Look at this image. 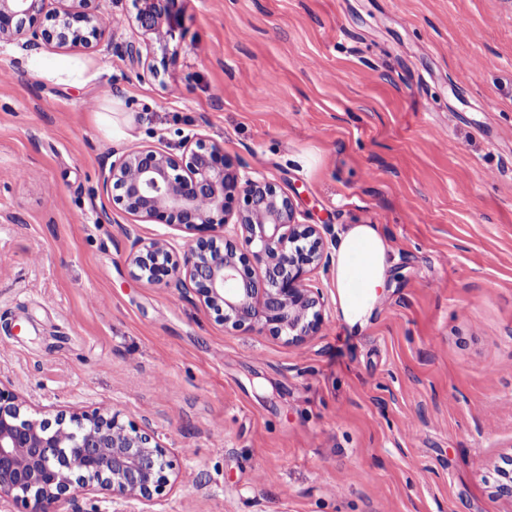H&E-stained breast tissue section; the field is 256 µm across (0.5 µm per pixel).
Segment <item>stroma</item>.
<instances>
[{
    "label": "stroma",
    "mask_w": 512,
    "mask_h": 512,
    "mask_svg": "<svg viewBox=\"0 0 512 512\" xmlns=\"http://www.w3.org/2000/svg\"><path fill=\"white\" fill-rule=\"evenodd\" d=\"M175 57L134 0L41 56L0 42V381L37 418L105 406L155 430L173 488L145 512H512V0H179ZM149 54L141 76L125 46ZM131 135H113V128ZM223 147L299 220L377 224L391 287L370 325L294 346L132 275L113 154ZM109 220H102V212ZM31 64L37 65L42 75L48 78H55L57 83L79 86L90 81L93 77L90 74L89 65L80 61L67 62L60 65L41 64L31 61Z\"/></svg>",
    "instance_id": "35a3bbf8"
}]
</instances>
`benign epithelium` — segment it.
<instances>
[{"label": "benign epithelium", "mask_w": 512, "mask_h": 512, "mask_svg": "<svg viewBox=\"0 0 512 512\" xmlns=\"http://www.w3.org/2000/svg\"><path fill=\"white\" fill-rule=\"evenodd\" d=\"M91 0H0V41L41 49L73 47L101 34L106 20ZM137 26L168 46L181 34L178 0H136ZM103 187L112 203L144 221L190 234L173 258L165 241L135 237L133 274L173 282L224 324L257 329L301 345L323 324L325 297L314 275L332 270L328 229L300 224L286 192L224 150L187 138L181 153L141 146L112 154ZM168 449L149 429L95 408L55 422L29 414L12 385L0 382V505L10 512H57L77 495L102 494L123 506L149 503L173 486Z\"/></svg>", "instance_id": "7a95c632"}]
</instances>
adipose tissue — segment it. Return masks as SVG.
Here are the masks:
<instances>
[{
    "label": "adipose tissue",
    "mask_w": 512,
    "mask_h": 512,
    "mask_svg": "<svg viewBox=\"0 0 512 512\" xmlns=\"http://www.w3.org/2000/svg\"><path fill=\"white\" fill-rule=\"evenodd\" d=\"M391 246L376 224H350L333 250L332 279L344 327L366 328L390 286Z\"/></svg>",
    "instance_id": "ef3b65f1"
}]
</instances>
